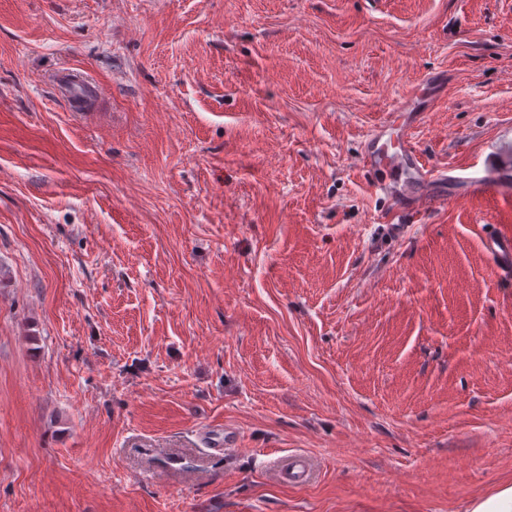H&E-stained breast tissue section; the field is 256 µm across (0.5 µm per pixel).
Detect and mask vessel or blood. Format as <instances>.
I'll return each mask as SVG.
<instances>
[{
	"mask_svg": "<svg viewBox=\"0 0 512 512\" xmlns=\"http://www.w3.org/2000/svg\"><path fill=\"white\" fill-rule=\"evenodd\" d=\"M56 84L60 97L68 100L87 94L91 88L87 76L74 70L60 73ZM411 125V120L406 118L374 125L361 157L364 170L384 167L392 172V179L380 183L379 188L397 210L401 209L403 201L409 199L414 200L419 209L440 203L439 197L423 193L424 184L433 181L436 174L428 167L413 141ZM487 248L500 266L512 267L511 233L502 232L490 238Z\"/></svg>",
	"mask_w": 512,
	"mask_h": 512,
	"instance_id": "obj_1",
	"label": "vessel or blood"
}]
</instances>
